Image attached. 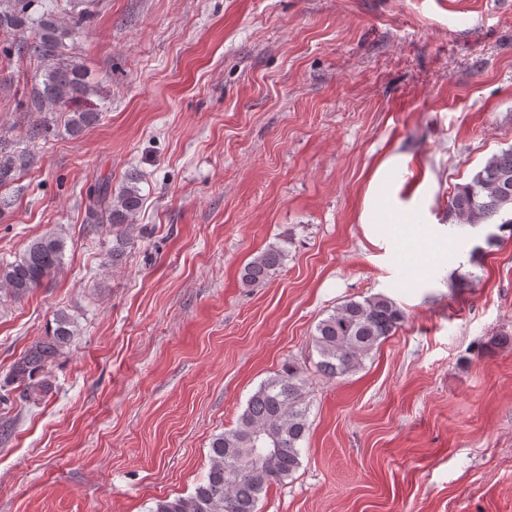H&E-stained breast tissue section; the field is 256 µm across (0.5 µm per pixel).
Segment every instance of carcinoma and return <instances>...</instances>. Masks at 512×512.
<instances>
[{"instance_id": "carcinoma-1", "label": "carcinoma", "mask_w": 512, "mask_h": 512, "mask_svg": "<svg viewBox=\"0 0 512 512\" xmlns=\"http://www.w3.org/2000/svg\"><path fill=\"white\" fill-rule=\"evenodd\" d=\"M33 2L0 0V32L14 36L17 51L30 48L47 65L43 81L33 84L23 100L24 111L39 114L82 99L93 87L67 53L65 40L71 29L59 23L50 8L32 13ZM97 120L96 112H73L68 129L77 134ZM26 163L24 153L1 155L0 184L14 179ZM89 201L101 223L112 226V262L116 263L131 243L135 217L143 207L138 178L127 177L115 193L94 186L89 189ZM508 212L512 213V147L491 156L470 182L457 189L448 199L446 219L451 226L476 227ZM65 247V238L56 233L34 239L14 262L0 267V288L21 298L40 287L60 268ZM287 259L285 246L267 245L243 267L242 284L254 287L271 281ZM404 320L405 313L382 294L344 301L316 325L317 371L330 378L355 372ZM75 335L74 320L59 311L47 335L33 342L15 362L9 381L17 385L23 399L49 391L42 377ZM306 385L303 366L293 360L285 362L281 372L252 394L236 426L213 437L208 473L194 493L159 500L149 512H258V503L270 485L283 481L301 464L300 444L309 431Z\"/></svg>"}]
</instances>
